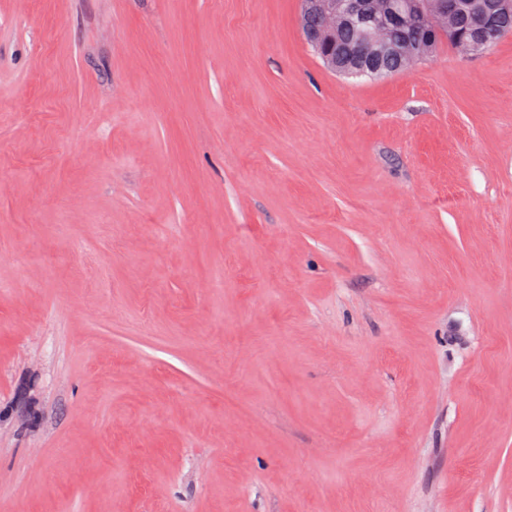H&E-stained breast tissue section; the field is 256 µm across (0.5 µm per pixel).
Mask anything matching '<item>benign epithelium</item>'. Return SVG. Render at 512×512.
<instances>
[{
  "label": "benign epithelium",
  "mask_w": 512,
  "mask_h": 512,
  "mask_svg": "<svg viewBox=\"0 0 512 512\" xmlns=\"http://www.w3.org/2000/svg\"><path fill=\"white\" fill-rule=\"evenodd\" d=\"M510 15L512 0H301L299 23L328 69L362 76L398 70L405 58L422 59L442 39L479 53L489 36L500 31L498 20ZM350 19L367 31L379 33L392 25L411 27L415 34L397 45L361 39L333 43L326 31Z\"/></svg>",
  "instance_id": "obj_1"
}]
</instances>
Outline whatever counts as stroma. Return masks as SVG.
Returning a JSON list of instances; mask_svg holds the SVG:
<instances>
[{
    "mask_svg": "<svg viewBox=\"0 0 512 512\" xmlns=\"http://www.w3.org/2000/svg\"><path fill=\"white\" fill-rule=\"evenodd\" d=\"M300 8L0 0V512H512V37ZM299 23L309 36L313 52L319 55L325 66L340 75L362 76L368 73H383L390 69L399 70L403 58L422 59L439 40L464 44L473 53L486 48L490 35L500 31L501 26L511 31V0H439L437 7L430 0H301ZM461 15H471L476 25L463 36L451 20ZM357 19L367 31L380 33L382 28L392 25L398 28L411 27L413 37L395 44L367 43L357 37L356 31L348 30L346 36L353 39L341 43H332L331 37L324 33L332 27L343 26L348 20ZM448 19V24H447ZM308 24H311L310 26ZM425 38L420 41V34ZM317 48H315V47ZM421 46V53L417 49ZM397 65L392 67L390 60Z\"/></svg>",
    "mask_w": 512,
    "mask_h": 512,
    "instance_id": "stroma-1",
    "label": "stroma"
}]
</instances>
